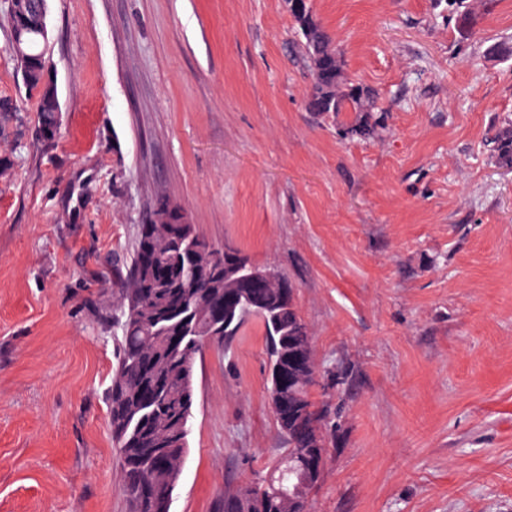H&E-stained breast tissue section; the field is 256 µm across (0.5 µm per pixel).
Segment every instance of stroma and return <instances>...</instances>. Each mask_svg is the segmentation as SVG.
I'll return each mask as SVG.
<instances>
[{"instance_id": "35a3bbf8", "label": "stroma", "mask_w": 512, "mask_h": 512, "mask_svg": "<svg viewBox=\"0 0 512 512\" xmlns=\"http://www.w3.org/2000/svg\"><path fill=\"white\" fill-rule=\"evenodd\" d=\"M384 130L305 107L283 0H47L62 125L37 101L0 5V512H128L99 318L157 196L207 242L279 271L312 332L324 413L312 512H512V175L484 147L512 116V0L471 32L445 0H312ZM263 327L196 362L170 512H218L284 439Z\"/></svg>"}]
</instances>
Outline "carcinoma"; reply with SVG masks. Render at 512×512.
<instances>
[{"label": "carcinoma", "mask_w": 512, "mask_h": 512, "mask_svg": "<svg viewBox=\"0 0 512 512\" xmlns=\"http://www.w3.org/2000/svg\"><path fill=\"white\" fill-rule=\"evenodd\" d=\"M495 0H452L448 3V16L457 22L477 11H490ZM297 44L308 64L311 86L308 92L310 112L339 115L355 113L346 126L351 136L371 139L384 128L386 110L378 107L375 90L348 75L339 49L323 29L312 9L311 2L303 4L293 16ZM19 70L30 76L46 62L44 43L40 33L29 34L24 54L16 59ZM39 117L50 129L57 124L56 98L49 92L37 97ZM495 163L512 172V118L505 117L493 129L490 137ZM197 246L195 256L188 257L167 244L159 236L162 255L174 265L172 283L180 285L190 295L206 287L205 276L198 268L216 265L223 250L205 241L190 227ZM141 237L133 244V257L121 291L113 301L119 310L105 320L112 328L117 350V364L112 370L111 384L106 392L109 426L112 442L118 448L120 460V492L129 506V512H170V500L184 467L187 454L188 422L194 404L195 377L184 374L181 363L169 357L158 330L145 326L137 315L151 306L141 295L145 273L138 261ZM258 303L265 306L259 311L255 303L242 302L229 319L228 334L218 340L229 345L241 328L251 320L261 323L266 336L269 358L276 357L282 340L290 337L311 341L307 323L295 304L294 288L286 292L274 288L257 291ZM318 365L305 373L293 390L307 411L306 420L316 413L311 389L316 385ZM287 448L272 466L268 478L248 484L246 493L238 487L224 492L220 503L222 512H288V493L292 490L294 467L299 457L310 447L300 424L279 426Z\"/></svg>", "instance_id": "cac0c4a2"}]
</instances>
